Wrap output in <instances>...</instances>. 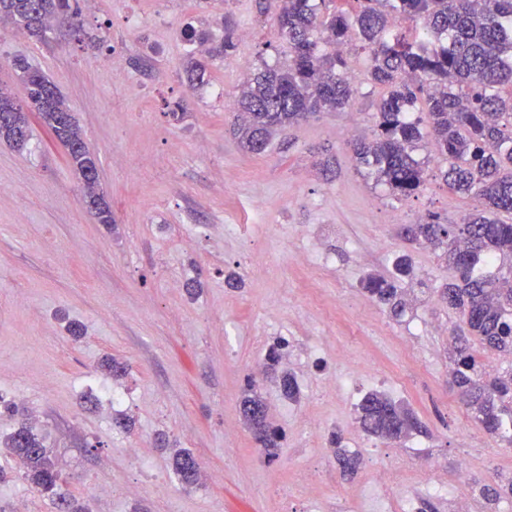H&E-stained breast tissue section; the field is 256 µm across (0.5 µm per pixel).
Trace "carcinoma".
Instances as JSON below:
<instances>
[{
  "mask_svg": "<svg viewBox=\"0 0 512 512\" xmlns=\"http://www.w3.org/2000/svg\"><path fill=\"white\" fill-rule=\"evenodd\" d=\"M260 13L272 15L276 35L288 43V63L265 65L241 85L235 96L241 123V146L262 154L280 130L296 126L321 112L344 111L358 93L350 58L336 52L352 44L364 60L363 79L385 89L375 103L376 135L351 143L358 168L396 199L416 195L428 177V161L417 151L432 142L448 166L439 177L448 192L474 203L461 224H444L429 213L401 228L410 243H428L458 277L440 291V299L462 320L452 338L449 383L491 435L512 445V371L488 375L483 353L512 354V224L500 213H512V0H264ZM23 33L47 40L52 22L82 32L78 8L71 0H0V21ZM416 24L403 31L395 22ZM188 42L210 44L211 58H224L236 48L234 29L224 35L191 24L181 29ZM12 67L27 92V102L65 147L81 179L89 210L101 224L112 212L98 189L96 158L83 140L75 117L58 88L25 57ZM207 64L190 62L189 84H204ZM0 139L17 149L30 139L28 110L0 86ZM408 256L397 258L390 276L370 275L364 289L397 317L403 313L401 281L412 277ZM288 342L269 345L266 370L280 365ZM242 412L254 440L268 461L278 458L286 440L283 428L267 420L264 399L245 378ZM358 422L371 437L402 442L421 432L412 409L382 391H371L357 407ZM336 460L346 475L360 458L341 447L330 434ZM22 476L55 512H88L61 483L50 450L22 423L3 440ZM179 481L196 484L199 462L187 449L173 455ZM480 495L495 504L512 495V479L497 489L487 485Z\"/></svg>",
  "mask_w": 512,
  "mask_h": 512,
  "instance_id": "obj_1",
  "label": "carcinoma"
}]
</instances>
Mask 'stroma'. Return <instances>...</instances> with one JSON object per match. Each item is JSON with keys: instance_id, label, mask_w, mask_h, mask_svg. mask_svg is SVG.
<instances>
[{"instance_id": "1", "label": "stroma", "mask_w": 512, "mask_h": 512, "mask_svg": "<svg viewBox=\"0 0 512 512\" xmlns=\"http://www.w3.org/2000/svg\"><path fill=\"white\" fill-rule=\"evenodd\" d=\"M78 3L95 42L64 27L39 42L0 23V84L25 100L10 66L21 55L57 86L97 158L113 221L91 215L65 148L38 115L26 149L0 142V395L30 416L89 512H299L305 468L315 474L319 512H346L374 469L405 446L451 484L512 476V446L483 430L448 384L458 320L439 290L454 272L438 250L398 235L430 211L461 223L472 202L432 178L418 196L389 197L352 157L350 141L374 135L382 88L360 84L352 111L311 118L251 154L234 134L237 112L208 86L189 87L180 31L188 23L214 31L226 19L249 31L208 68V85L235 96L252 69L287 52L257 0ZM132 15L143 19L135 31ZM116 66L124 81L114 79ZM177 102L184 114L176 120ZM313 252L328 264L300 262ZM403 254L416 293L395 318L361 283L389 275ZM71 321L80 339L66 333ZM278 337L323 349L316 363L288 364L295 402L260 369ZM340 349L351 358L350 388L332 397L321 378L337 372ZM106 355L127 365L125 376L98 369ZM250 373L272 421L288 431L272 463L240 413ZM98 383L124 391L125 403L97 398ZM394 384L426 433L402 445L361 437L358 472L344 478L330 432L355 420L366 393ZM125 417L127 433L113 425ZM133 444L146 448L149 468L129 454ZM180 448L201 466L191 487L171 469ZM464 455L472 467L462 472ZM18 470L1 450L0 512H53Z\"/></svg>"}]
</instances>
